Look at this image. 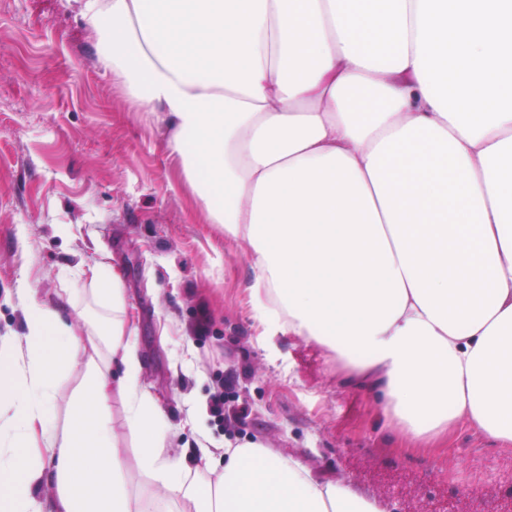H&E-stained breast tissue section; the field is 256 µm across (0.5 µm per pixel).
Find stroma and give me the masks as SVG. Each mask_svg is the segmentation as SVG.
Here are the masks:
<instances>
[{
    "mask_svg": "<svg viewBox=\"0 0 512 512\" xmlns=\"http://www.w3.org/2000/svg\"><path fill=\"white\" fill-rule=\"evenodd\" d=\"M106 254L175 446L257 441L391 512H512V447L461 422L443 447L406 448L329 353L265 339L245 248L206 223L163 127L122 95L75 6L0 0V336L22 332L20 289L64 313L67 292L89 301L87 269Z\"/></svg>",
    "mask_w": 512,
    "mask_h": 512,
    "instance_id": "stroma-1",
    "label": "stroma"
}]
</instances>
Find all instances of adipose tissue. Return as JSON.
Instances as JSON below:
<instances>
[{
    "instance_id": "ef3b65f1",
    "label": "adipose tissue",
    "mask_w": 512,
    "mask_h": 512,
    "mask_svg": "<svg viewBox=\"0 0 512 512\" xmlns=\"http://www.w3.org/2000/svg\"><path fill=\"white\" fill-rule=\"evenodd\" d=\"M74 2L245 247L265 335L333 352L406 437L512 446V0ZM90 273L101 319L24 288L0 336V512H389L256 444L178 457L121 276Z\"/></svg>"
}]
</instances>
